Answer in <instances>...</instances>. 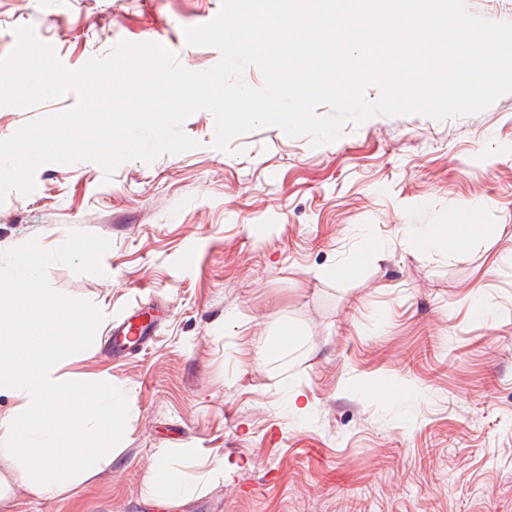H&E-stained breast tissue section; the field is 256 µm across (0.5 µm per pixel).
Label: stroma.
Here are the masks:
<instances>
[{"mask_svg": "<svg viewBox=\"0 0 512 512\" xmlns=\"http://www.w3.org/2000/svg\"><path fill=\"white\" fill-rule=\"evenodd\" d=\"M221 7L0 0V58L29 26L70 70L128 41L204 72L220 53L185 31ZM77 101L0 107V140ZM181 130L195 148L109 177L89 160L46 163L33 192L0 204V253L33 238L53 250L73 231L109 240L102 274L47 272L102 312L100 337L139 307L156 319L146 349L115 359L96 342L60 369L125 394L111 458L52 498L14 481L0 512H512V92L443 120L350 121L319 147L266 126L224 152L207 110ZM420 224L482 231L453 253L418 251L406 231ZM369 240L378 250L354 265ZM286 329L298 343L259 359ZM169 448L223 460V479L159 496L150 479Z\"/></svg>", "mask_w": 512, "mask_h": 512, "instance_id": "obj_1", "label": "stroma"}]
</instances>
